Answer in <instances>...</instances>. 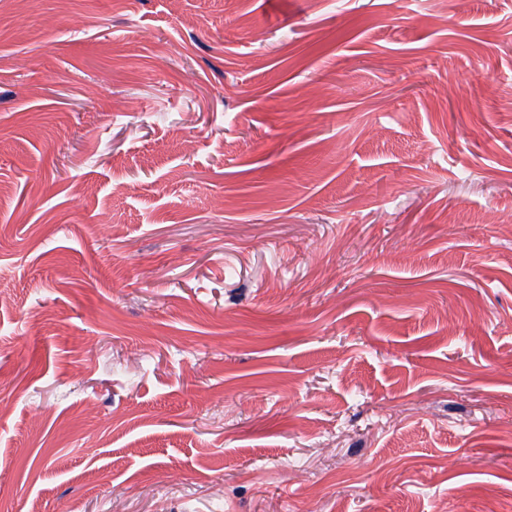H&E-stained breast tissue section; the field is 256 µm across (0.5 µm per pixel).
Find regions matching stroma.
Here are the masks:
<instances>
[{
  "mask_svg": "<svg viewBox=\"0 0 512 512\" xmlns=\"http://www.w3.org/2000/svg\"><path fill=\"white\" fill-rule=\"evenodd\" d=\"M0 512H512V0H0Z\"/></svg>",
  "mask_w": 512,
  "mask_h": 512,
  "instance_id": "35a3bbf8",
  "label": "stroma"
}]
</instances>
